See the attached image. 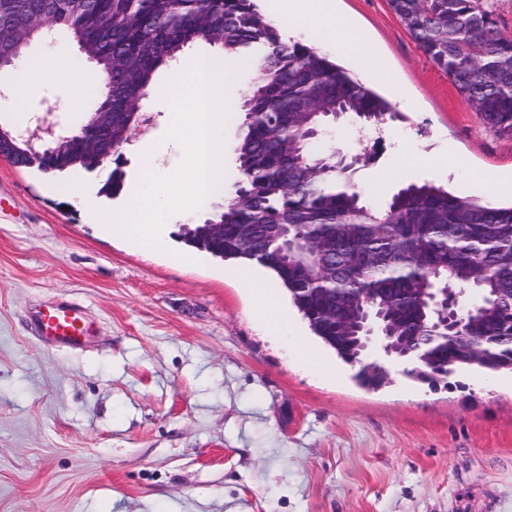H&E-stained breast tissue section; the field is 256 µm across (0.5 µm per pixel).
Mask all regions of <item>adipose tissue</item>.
Listing matches in <instances>:
<instances>
[{
	"mask_svg": "<svg viewBox=\"0 0 512 512\" xmlns=\"http://www.w3.org/2000/svg\"><path fill=\"white\" fill-rule=\"evenodd\" d=\"M273 6L284 23L306 21L321 38L333 40L341 36L350 41L363 38L362 32L350 20L336 13L331 0H274ZM52 81H64L71 86L70 107L73 111H89L97 75L87 73L68 56H38L21 60L14 69L0 72V85L9 87L13 93L12 120L15 124H23L26 119L24 103L30 91ZM233 274L241 287L264 295L265 303L257 314L267 328L275 335H287L292 320L279 297L272 294L271 280L256 272L248 263L235 267Z\"/></svg>",
	"mask_w": 512,
	"mask_h": 512,
	"instance_id": "1",
	"label": "adipose tissue"
}]
</instances>
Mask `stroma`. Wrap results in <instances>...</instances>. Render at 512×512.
Instances as JSON below:
<instances>
[{
	"label": "stroma",
	"instance_id": "1",
	"mask_svg": "<svg viewBox=\"0 0 512 512\" xmlns=\"http://www.w3.org/2000/svg\"><path fill=\"white\" fill-rule=\"evenodd\" d=\"M368 35L407 96L360 132L344 121L320 152L357 157L369 203L401 185H448L478 202L512 176V140L490 132L412 41L386 0H334ZM68 83L35 87L28 115L78 128ZM144 145L172 172L164 112ZM463 165L449 169L451 156ZM62 176L0 159V512H512V373L460 371L435 384L391 368L371 391L322 342L308 367L272 335L232 271L183 226L148 253L91 223ZM77 305L95 336L56 348L34 313Z\"/></svg>",
	"mask_w": 512,
	"mask_h": 512
}]
</instances>
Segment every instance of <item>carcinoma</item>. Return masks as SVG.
Masks as SVG:
<instances>
[{
	"label": "carcinoma",
	"instance_id": "carcinoma-1",
	"mask_svg": "<svg viewBox=\"0 0 512 512\" xmlns=\"http://www.w3.org/2000/svg\"><path fill=\"white\" fill-rule=\"evenodd\" d=\"M388 6L484 124L512 138V35L477 0ZM44 20L53 33L94 42L111 65V90L95 104L107 113L96 142L101 152L132 140L158 71L189 45L217 37L225 55H252L258 75L243 97L241 179L211 215L224 225V239L204 251L270 269L312 332L348 364L359 350L355 325L370 301L386 305L396 335L413 343L403 369L410 378L433 384L457 370L512 371V201L481 203L411 183L384 205L365 202L335 155L315 154L308 137L328 112L379 122L393 111L362 79L317 48L285 38L255 0H90L80 13L70 0H0V27L16 36L27 30L35 40L48 38L38 29ZM12 161L47 174L96 169L95 155L78 138L36 159L18 151ZM122 188L117 166L101 192L115 198ZM283 224L293 225L305 250L280 254ZM446 286L467 289L462 341L435 328L428 295ZM481 296L486 302L469 314ZM356 368L361 385L382 386L368 367Z\"/></svg>",
	"mask_w": 512,
	"mask_h": 512
}]
</instances>
